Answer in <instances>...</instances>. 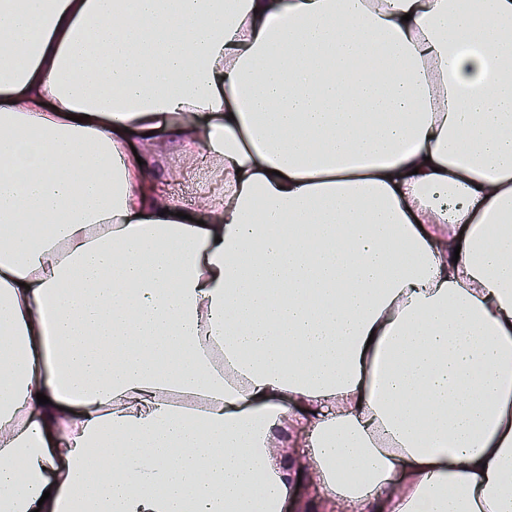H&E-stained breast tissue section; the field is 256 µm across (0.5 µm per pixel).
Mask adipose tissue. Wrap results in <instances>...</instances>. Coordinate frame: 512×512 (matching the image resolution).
<instances>
[{
    "label": "adipose tissue",
    "instance_id": "obj_1",
    "mask_svg": "<svg viewBox=\"0 0 512 512\" xmlns=\"http://www.w3.org/2000/svg\"><path fill=\"white\" fill-rule=\"evenodd\" d=\"M0 224V512H512V0H0ZM166 182V191L170 197L187 208L195 207L196 198L202 192L201 185L185 176L177 181Z\"/></svg>",
    "mask_w": 512,
    "mask_h": 512
}]
</instances>
